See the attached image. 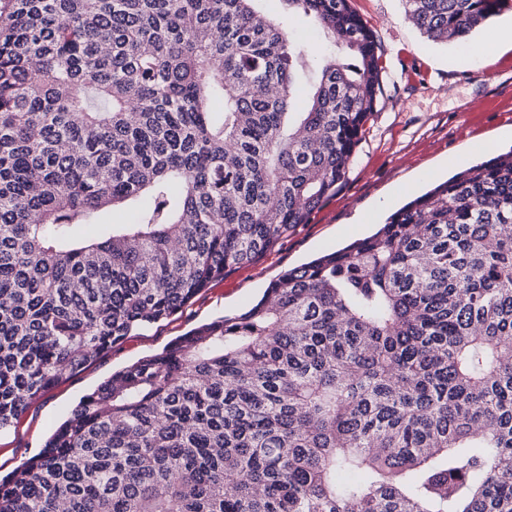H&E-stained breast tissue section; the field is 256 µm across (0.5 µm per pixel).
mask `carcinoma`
<instances>
[{
	"instance_id": "obj_1",
	"label": "carcinoma",
	"mask_w": 512,
	"mask_h": 512,
	"mask_svg": "<svg viewBox=\"0 0 512 512\" xmlns=\"http://www.w3.org/2000/svg\"><path fill=\"white\" fill-rule=\"evenodd\" d=\"M255 2L0 0V432L345 181L372 30ZM403 2L435 41L512 10ZM0 512H512V152L113 373Z\"/></svg>"
}]
</instances>
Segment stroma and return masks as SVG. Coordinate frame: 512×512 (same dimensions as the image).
Returning <instances> with one entry per match:
<instances>
[{"mask_svg":"<svg viewBox=\"0 0 512 512\" xmlns=\"http://www.w3.org/2000/svg\"><path fill=\"white\" fill-rule=\"evenodd\" d=\"M350 3L383 49L384 92L364 128L345 186L258 262L225 273L181 313L131 333L32 401L14 427L0 435V476L41 452L80 398L113 372L161 352L217 317L246 310L284 271L371 235L434 183L487 159L475 136L495 135L496 153L512 150V52L493 65L484 63L495 49L498 24L511 22V11L460 44L429 39L408 19L403 0Z\"/></svg>","mask_w":512,"mask_h":512,"instance_id":"35a3bbf8","label":"stroma"}]
</instances>
